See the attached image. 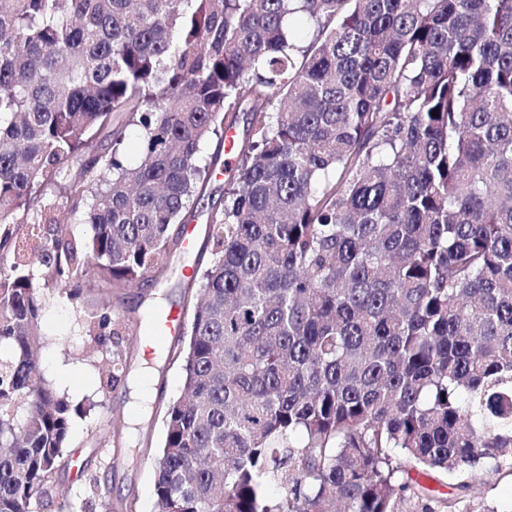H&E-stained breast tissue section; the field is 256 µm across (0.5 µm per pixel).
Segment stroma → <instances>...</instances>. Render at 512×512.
Masks as SVG:
<instances>
[{"mask_svg":"<svg viewBox=\"0 0 512 512\" xmlns=\"http://www.w3.org/2000/svg\"><path fill=\"white\" fill-rule=\"evenodd\" d=\"M234 169V164L224 163L208 182L195 214L194 249L185 250L179 243L171 247L172 271L162 277L160 287L171 299L180 298L198 257L210 254L207 213L222 199L224 184ZM41 329V373L61 396L80 406L81 412L72 419L66 448L78 464L58 474L47 493L34 501L33 512H125L129 502L135 503L136 512H158L153 467L164 436L162 418L148 412L132 422L128 415L134 379L143 366L152 368L155 398L165 403L182 388L180 365L166 362L161 353L147 354L146 341L125 339L120 349L127 357L131 379L114 388L106 386V366L112 351L93 349L86 334L84 310L75 308L62 293L45 291ZM113 417L127 420L123 437L128 449L121 454L96 436L99 425ZM460 507L462 512H512V474L485 475L473 484Z\"/></svg>","mask_w":512,"mask_h":512,"instance_id":"stroma-1","label":"stroma"}]
</instances>
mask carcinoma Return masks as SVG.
Returning a JSON list of instances; mask_svg holds the SVG:
<instances>
[{
  "mask_svg": "<svg viewBox=\"0 0 512 512\" xmlns=\"http://www.w3.org/2000/svg\"><path fill=\"white\" fill-rule=\"evenodd\" d=\"M240 112L197 293L136 319L187 317L159 512H461L411 473H512V0H0V512L77 464L41 290L94 279L126 382L114 300L167 270ZM55 198L86 240L36 232Z\"/></svg>",
  "mask_w": 512,
  "mask_h": 512,
  "instance_id": "1",
  "label": "carcinoma"
}]
</instances>
